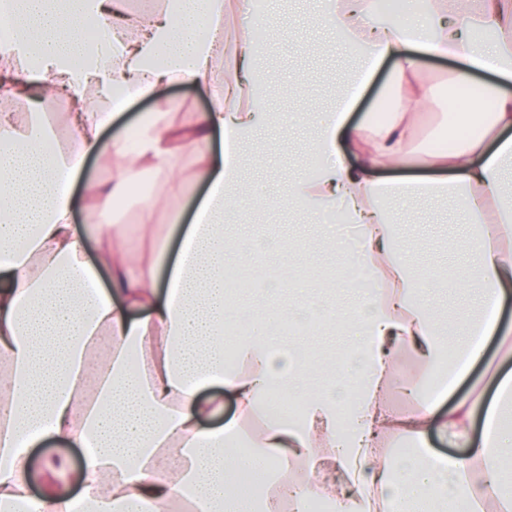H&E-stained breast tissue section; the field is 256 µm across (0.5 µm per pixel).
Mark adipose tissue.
Wrapping results in <instances>:
<instances>
[{"mask_svg": "<svg viewBox=\"0 0 512 512\" xmlns=\"http://www.w3.org/2000/svg\"><path fill=\"white\" fill-rule=\"evenodd\" d=\"M231 0H10L0 28V62L9 67L0 100L51 88L72 116L66 145L39 112L0 116V512H124L128 502L152 512L185 500L194 512H253L229 479L246 444L267 469L294 473L296 505L319 497L332 512H512V326H501L512 298V202L501 172L512 161V93L480 89L450 102L465 128L451 151L432 153L433 178L385 181L384 170L419 167L409 150L417 114L432 88L417 80L422 56L457 60L456 83L478 72L512 81V0H434L419 21L375 22L376 0H327L325 19L358 53L354 83L329 112L309 116L315 127L314 166L289 182L284 199L304 211L342 208L357 230L347 261L367 269L371 287L342 312L317 283L300 290L261 332L236 343L239 369L224 362V337L244 315L229 302L231 268L252 261L258 244L229 241L227 208L245 209L251 195L232 196L241 148L271 116L261 101L270 90L264 46L229 24ZM100 24L94 35L85 29ZM401 106L383 125L348 120L356 86L383 61ZM180 81L210 92L208 110L176 125L144 115L136 150L124 139L105 142L114 113L100 99L128 104ZM222 145L213 148L214 135ZM208 186L177 256L156 237L149 260L130 248V234L112 221L136 172L149 167L167 195L178 196L184 154ZM115 161L110 183L82 177L87 158ZM82 196H75V184ZM453 193L475 233L463 247L479 262L452 278L411 268L408 240L387 200ZM98 203L97 220L79 230V199ZM95 259H88V240ZM108 286H101V275ZM473 290L476 320L458 315L449 344L432 306L440 288ZM301 329L338 325L352 338L335 374L307 390L308 365L286 346L281 323ZM496 337L497 365L468 391L446 400L427 376L447 366L465 378ZM422 372L404 376L406 359ZM401 390L403 403L388 395ZM236 413L224 416V397ZM301 396L295 425L268 416L259 400ZM348 409H341L345 396ZM463 443L465 454L443 457L427 446L430 431ZM52 438L83 449L80 465L63 453L33 464L29 450ZM402 449L391 453L392 441ZM41 492L32 495L33 482Z\"/></svg>", "mask_w": 512, "mask_h": 512, "instance_id": "obj_1", "label": "adipose tissue"}]
</instances>
